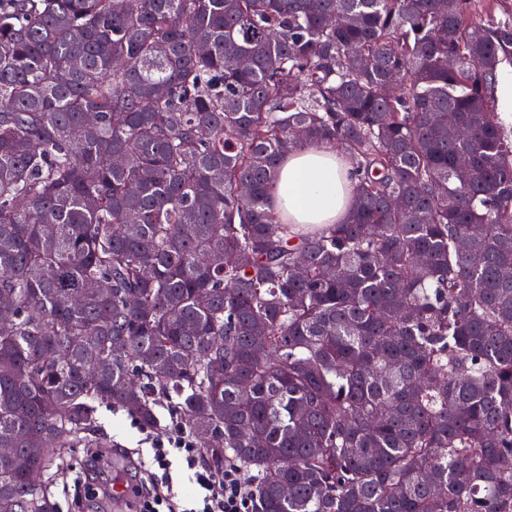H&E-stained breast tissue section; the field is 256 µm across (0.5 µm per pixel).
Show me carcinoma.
<instances>
[{
    "label": "carcinoma",
    "mask_w": 512,
    "mask_h": 512,
    "mask_svg": "<svg viewBox=\"0 0 512 512\" xmlns=\"http://www.w3.org/2000/svg\"><path fill=\"white\" fill-rule=\"evenodd\" d=\"M498 2L0 0V512H57L103 406L255 512H512ZM308 146L355 179L315 232L271 203Z\"/></svg>",
    "instance_id": "obj_1"
}]
</instances>
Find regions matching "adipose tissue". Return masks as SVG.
I'll list each match as a JSON object with an SVG mask.
<instances>
[{"instance_id":"ef3b65f1","label":"adipose tissue","mask_w":512,"mask_h":512,"mask_svg":"<svg viewBox=\"0 0 512 512\" xmlns=\"http://www.w3.org/2000/svg\"><path fill=\"white\" fill-rule=\"evenodd\" d=\"M353 197L350 169L332 148H302L286 157L271 190L286 223L313 231L343 221Z\"/></svg>"}]
</instances>
